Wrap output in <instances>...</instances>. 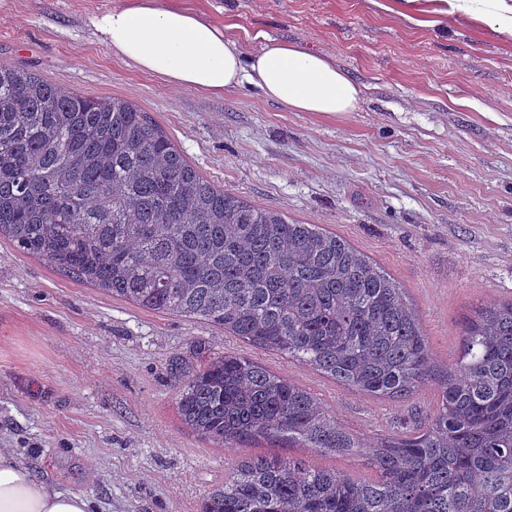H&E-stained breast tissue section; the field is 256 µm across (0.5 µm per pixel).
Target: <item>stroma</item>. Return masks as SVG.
<instances>
[{
  "label": "stroma",
  "instance_id": "stroma-1",
  "mask_svg": "<svg viewBox=\"0 0 512 512\" xmlns=\"http://www.w3.org/2000/svg\"><path fill=\"white\" fill-rule=\"evenodd\" d=\"M122 0H0V64L145 112L203 179L336 233L393 278L439 370L463 322L512 301V34L435 0H161L235 37L333 61L350 112H294L254 86L184 89L112 54L90 24ZM235 353L375 444L424 423L437 393L383 399L203 321L140 308L0 242V448L94 512H201L244 461L375 478L367 457L259 440L235 449L181 419L168 371Z\"/></svg>",
  "mask_w": 512,
  "mask_h": 512
}]
</instances>
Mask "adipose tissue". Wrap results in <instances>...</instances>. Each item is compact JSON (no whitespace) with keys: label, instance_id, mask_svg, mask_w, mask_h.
Listing matches in <instances>:
<instances>
[{"label":"adipose tissue","instance_id":"1","mask_svg":"<svg viewBox=\"0 0 512 512\" xmlns=\"http://www.w3.org/2000/svg\"><path fill=\"white\" fill-rule=\"evenodd\" d=\"M102 42L140 70L190 89L221 93L248 83L296 112H347L359 88L325 56L270 40L253 55L200 14L157 0H123L92 17ZM85 496L62 492L0 450V512H88Z\"/></svg>","mask_w":512,"mask_h":512}]
</instances>
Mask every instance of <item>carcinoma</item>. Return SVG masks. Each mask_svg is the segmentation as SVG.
<instances>
[{
  "label": "carcinoma",
  "mask_w": 512,
  "mask_h": 512,
  "mask_svg": "<svg viewBox=\"0 0 512 512\" xmlns=\"http://www.w3.org/2000/svg\"><path fill=\"white\" fill-rule=\"evenodd\" d=\"M2 238L77 281L221 326L359 393L406 397L436 380L426 428L369 446L249 359L206 361L179 397L201 437L364 454L377 479L244 461L202 512H512V303L463 323L455 367L437 379L402 289L347 241L204 180L128 101L0 64Z\"/></svg>",
  "instance_id": "carcinoma-1"
}]
</instances>
